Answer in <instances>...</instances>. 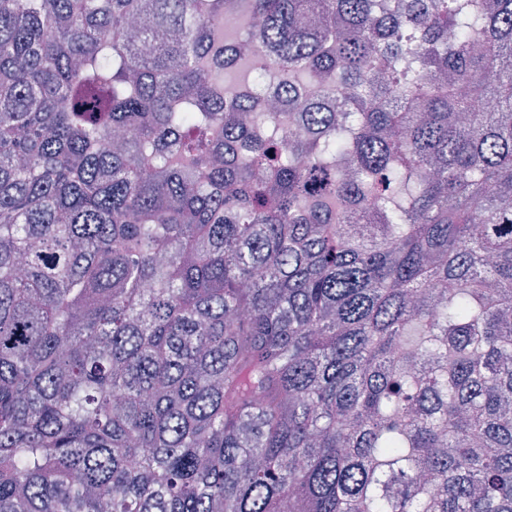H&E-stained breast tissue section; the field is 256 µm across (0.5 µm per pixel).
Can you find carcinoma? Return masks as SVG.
Listing matches in <instances>:
<instances>
[{"mask_svg":"<svg viewBox=\"0 0 512 512\" xmlns=\"http://www.w3.org/2000/svg\"><path fill=\"white\" fill-rule=\"evenodd\" d=\"M225 4L0 0V512H512V0Z\"/></svg>","mask_w":512,"mask_h":512,"instance_id":"carcinoma-1","label":"carcinoma"}]
</instances>
